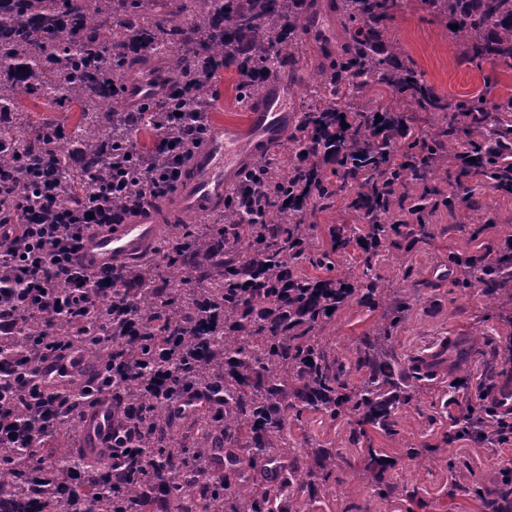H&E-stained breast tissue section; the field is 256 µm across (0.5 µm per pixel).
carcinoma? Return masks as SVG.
<instances>
[{
  "label": "carcinoma",
  "instance_id": "1",
  "mask_svg": "<svg viewBox=\"0 0 512 512\" xmlns=\"http://www.w3.org/2000/svg\"><path fill=\"white\" fill-rule=\"evenodd\" d=\"M148 0H0V224H63L67 215L112 212V221L154 201L143 195L142 161H158L157 146L140 147L126 163L129 189L107 195L112 171L124 159L126 141L141 131L180 141L178 112H209L219 99L217 82L233 69L237 103L252 105L270 83L304 68L300 36L310 31L309 0H168L175 9L158 16ZM421 9L449 28L461 57L470 63L512 60V0H417ZM400 0H339L337 26L343 39L328 47L324 36L313 59V105L302 113L291 137L292 159L261 163L276 187L274 195L247 210L239 186L224 194V207L211 224H184L177 215L159 235L151 258L131 269L112 265V282L99 281L93 312L53 318H23L12 344L17 350L53 358L80 350L96 375L67 388L45 387L58 397L64 414L60 429L79 425L89 399L110 392L118 398L119 430L132 429V452L119 463L100 449L84 453L61 438L41 439L50 462L39 467L20 448L0 451V490L13 497L11 512H68L69 497L57 487L72 462L86 470L87 512H142L145 489L158 479L179 504L195 496L199 512H279L290 491L329 481L331 471L295 470L288 482L243 485L239 463L228 473L209 475L198 459L214 448L240 445L254 461L276 452L308 454L303 440L291 442L290 421L316 412L345 420L366 434L365 426L385 430L394 411L420 397L404 382L384 345L398 321L376 324L360 340L355 367L338 362L336 347L323 331L338 308L356 296L384 302L391 289L372 275L376 250L407 235L427 240V224L402 226L392 213L408 197L409 181L448 170L462 154L483 152L491 135L506 143L512 127L489 131L486 98L478 93L447 98L418 78L389 33ZM458 29H450V25ZM160 65L173 91L164 105L132 102L127 90L139 74ZM388 87L394 96V126L379 121L370 90ZM46 101L59 112L79 113L70 128L57 119L31 120L23 99ZM442 112L445 124L419 132L405 112ZM336 143V169L321 168L316 145ZM368 159L365 166L360 160ZM481 175L512 189V177L497 166H463L460 175ZM313 187L303 210L288 212L295 192ZM349 197V209L367 223L338 224L330 231L331 250L313 249L314 225L305 211ZM448 208L467 220L478 202L460 203L448 195ZM362 252L361 276L310 277L304 263L336 270L333 257L351 246ZM453 264L468 288L512 307V238L492 254L455 253ZM177 342L183 357L173 362L180 392L201 390L204 404L186 413L145 388L161 350ZM19 389L0 403V421L30 416L41 401L29 370ZM479 397L465 400L448 426L447 443L473 436L498 442L500 430L485 421ZM486 512H512V473L486 497Z\"/></svg>",
  "mask_w": 512,
  "mask_h": 512
}]
</instances>
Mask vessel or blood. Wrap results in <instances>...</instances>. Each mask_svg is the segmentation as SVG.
Here are the masks:
<instances>
[{
	"instance_id": "vessel-or-blood-1",
	"label": "vessel or blood",
	"mask_w": 512,
	"mask_h": 512,
	"mask_svg": "<svg viewBox=\"0 0 512 512\" xmlns=\"http://www.w3.org/2000/svg\"><path fill=\"white\" fill-rule=\"evenodd\" d=\"M287 88H270L250 114L248 129L256 143L264 144L280 136L288 126ZM243 157L239 130L231 124L216 125L205 147L191 160L177 194L181 210L200 212L220 204L231 176L240 168ZM157 232L153 220L137 219L114 226L113 230L87 236L78 254L87 269L110 268L113 261L145 253ZM86 358L79 352L43 365L38 377L54 385L76 376L89 375ZM83 445L102 447L112 431V401L100 397L98 404L80 422Z\"/></svg>"
}]
</instances>
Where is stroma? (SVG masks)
<instances>
[{
    "instance_id": "stroma-1",
    "label": "stroma",
    "mask_w": 512,
    "mask_h": 512,
    "mask_svg": "<svg viewBox=\"0 0 512 512\" xmlns=\"http://www.w3.org/2000/svg\"><path fill=\"white\" fill-rule=\"evenodd\" d=\"M391 28L417 73L436 92L451 97L486 93L489 103L499 107L498 118L512 121L511 67L462 63L445 26L415 0H405ZM431 187L436 190L432 196L427 193ZM449 191L480 201L479 220L457 223L442 198ZM414 192L427 194V208L413 213L407 200L395 218L403 224H428L432 239L399 240L383 248L374 264L407 303L404 319L390 337L389 353L402 377L422 387V396L396 410L392 431L368 429L356 445L346 423L311 412L292 422L294 436L309 435L323 447L340 450L347 460L334 467V481L315 495L283 499L282 512H295L301 504L307 512H483L482 497L500 483L504 459L512 457V446L500 448L470 437L445 445L448 423L458 410L451 400L455 373L446 369L423 376L415 368L416 360L439 345L476 333L480 343L466 366L470 394H479L485 385L512 383V355L504 349L512 335V309L500 310L480 289L465 287L449 258L453 252L496 250L512 235V191L478 178L438 176L419 182ZM382 312L381 306L351 300L337 309L326 334L343 357H354L359 338ZM369 447L383 455L385 466L370 464ZM411 447L422 449V456L408 458Z\"/></svg>"
}]
</instances>
